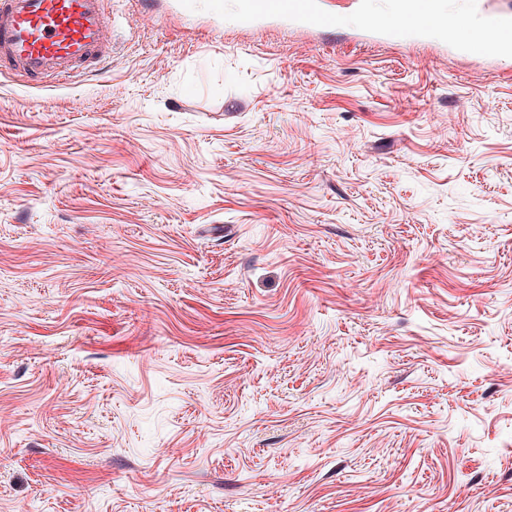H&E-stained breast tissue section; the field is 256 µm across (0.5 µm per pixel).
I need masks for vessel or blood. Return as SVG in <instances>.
I'll return each instance as SVG.
<instances>
[{
    "label": "vessel or blood",
    "instance_id": "vessel-or-blood-1",
    "mask_svg": "<svg viewBox=\"0 0 512 512\" xmlns=\"http://www.w3.org/2000/svg\"><path fill=\"white\" fill-rule=\"evenodd\" d=\"M108 0H0V70L27 84L66 79L109 57L112 16ZM246 17L277 14L309 27L336 24L335 12L315 0H245ZM483 55H512V18L472 6ZM374 29L403 40L427 30H453L438 0H395L393 10L371 20Z\"/></svg>",
    "mask_w": 512,
    "mask_h": 512
}]
</instances>
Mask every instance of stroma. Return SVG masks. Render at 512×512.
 Masks as SVG:
<instances>
[{"instance_id": "1", "label": "stroma", "mask_w": 512, "mask_h": 512, "mask_svg": "<svg viewBox=\"0 0 512 512\" xmlns=\"http://www.w3.org/2000/svg\"><path fill=\"white\" fill-rule=\"evenodd\" d=\"M326 2L0 73V512H512V57ZM297 2L296 0H246L244 17L256 18L277 14L300 21L308 27L336 26L335 12L318 7L313 0L301 2L304 9H299Z\"/></svg>"}]
</instances>
